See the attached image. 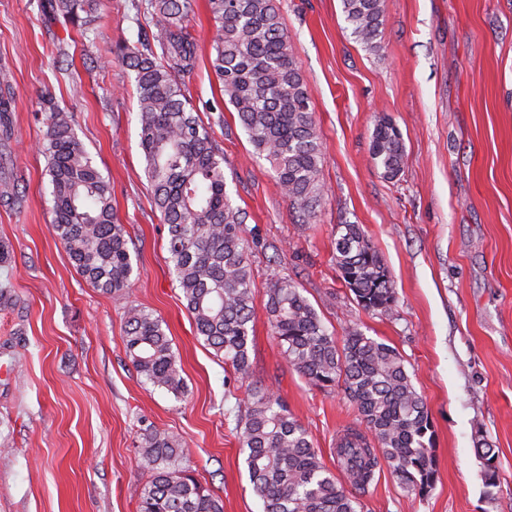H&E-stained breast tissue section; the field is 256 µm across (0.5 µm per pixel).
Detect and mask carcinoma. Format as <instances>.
<instances>
[{"mask_svg": "<svg viewBox=\"0 0 512 512\" xmlns=\"http://www.w3.org/2000/svg\"><path fill=\"white\" fill-rule=\"evenodd\" d=\"M213 21L211 65L245 129L253 154L265 159L298 223L310 224L324 197L323 150L311 92L297 61L278 0H209ZM351 34L379 52L383 0H341ZM153 41L119 48L134 73L137 118L154 207L167 225L168 263L198 338L240 378L252 374L254 281L244 236L245 216L233 206L224 151L189 105L184 77L197 63L188 30L192 0H148ZM97 0H43L47 23L85 32ZM41 150L47 158L52 230L70 263L105 294L130 284L131 238L112 207V185L75 132L72 113L45 100ZM388 179L399 176L404 145L387 118L378 120L370 147ZM339 277L368 311L385 313L395 299L382 257L358 224H339L334 240ZM265 310L290 367L321 389L342 387L362 427L336 443V460L351 489L319 458L304 425L272 390H250L236 435L263 512H362L359 494L387 468L411 491L435 484L432 422L396 349L355 326L339 340L330 333L297 283L270 279ZM126 355L145 381L181 398L185 382L163 320L138 306L125 311ZM139 456L151 479L139 512H224L187 465L189 450L166 429L144 430Z\"/></svg>", "mask_w": 512, "mask_h": 512, "instance_id": "1", "label": "carcinoma"}]
</instances>
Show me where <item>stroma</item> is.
I'll return each mask as SVG.
<instances>
[{
	"mask_svg": "<svg viewBox=\"0 0 512 512\" xmlns=\"http://www.w3.org/2000/svg\"><path fill=\"white\" fill-rule=\"evenodd\" d=\"M41 2L0 0L12 132L0 154V240L12 249L0 281L17 298L0 307V363L11 367L0 375V512H138L150 473L136 448L150 424L188 444L192 470L224 512H262L235 433L255 383L279 395L336 470V436L360 417L342 389L313 386L284 359L264 309L276 276L292 278L336 336L355 325L395 347L427 405L435 485L421 494L377 471L364 512H512V0H384L376 53L352 36L341 0H281L323 142L325 193L306 225L220 92L209 3L195 0L199 56L187 96L224 151L255 280L252 376L243 380L198 339L165 262L134 74L114 58L137 38L139 0H99L84 37L47 26ZM48 97L73 112L136 245L123 293L87 285L54 237L39 149ZM382 117L405 147L393 180L369 156ZM345 223L361 225L382 256L395 287L390 312L364 310L341 280L334 239ZM132 304L163 320L184 397L132 367L122 341ZM484 442L497 452L491 485L476 454Z\"/></svg>",
	"mask_w": 512,
	"mask_h": 512,
	"instance_id": "stroma-1",
	"label": "stroma"
}]
</instances>
